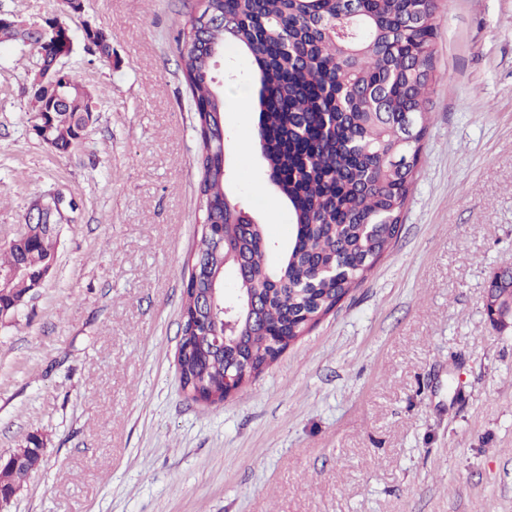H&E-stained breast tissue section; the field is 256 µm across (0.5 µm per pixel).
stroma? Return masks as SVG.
Listing matches in <instances>:
<instances>
[{
    "instance_id": "obj_1",
    "label": "stroma",
    "mask_w": 512,
    "mask_h": 512,
    "mask_svg": "<svg viewBox=\"0 0 512 512\" xmlns=\"http://www.w3.org/2000/svg\"><path fill=\"white\" fill-rule=\"evenodd\" d=\"M0 0L34 28L103 30L66 61L97 105L67 153L32 129L34 45L0 43V247L64 196L56 265L0 321V456L44 442L1 512H512V329L485 315L512 267V0H435L436 79L401 228L358 288L218 405L177 373L201 213L179 33L197 0ZM227 191L286 245L229 52Z\"/></svg>"
}]
</instances>
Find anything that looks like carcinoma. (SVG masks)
<instances>
[{
	"label": "carcinoma",
	"instance_id": "carcinoma-1",
	"mask_svg": "<svg viewBox=\"0 0 512 512\" xmlns=\"http://www.w3.org/2000/svg\"><path fill=\"white\" fill-rule=\"evenodd\" d=\"M422 9L414 30L403 18ZM214 15L227 24L211 26ZM182 70L200 134L202 212L194 244L205 266L188 273L182 311L192 288L224 276V252L237 251L240 297L262 302L266 334L247 318L222 353L201 351L177 367L185 395L224 402L229 360L266 369L275 360L268 337L296 339L362 283L397 237L418 174L419 143L427 130V94L435 80L433 0H198L186 21ZM331 33H324V27ZM248 56L260 82L255 143L268 178L288 200L294 233L277 250L263 225L226 189L222 122L224 92L213 80L211 49ZM42 119L58 151L85 134L75 107L44 104ZM57 240L42 237L24 252L8 245L0 274L25 264L30 277L56 262ZM224 332L218 312L206 325L185 317L182 344L209 342Z\"/></svg>",
	"mask_w": 512,
	"mask_h": 512
}]
</instances>
